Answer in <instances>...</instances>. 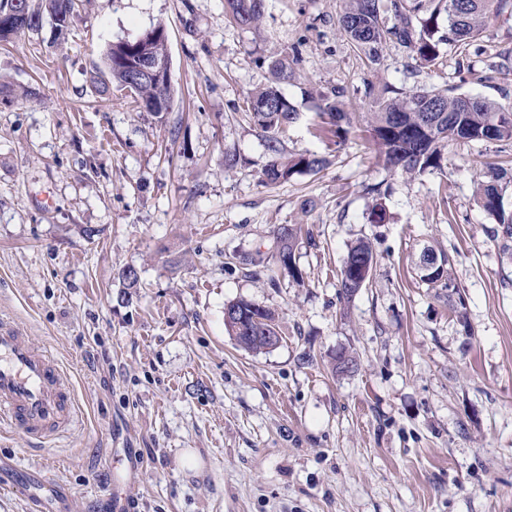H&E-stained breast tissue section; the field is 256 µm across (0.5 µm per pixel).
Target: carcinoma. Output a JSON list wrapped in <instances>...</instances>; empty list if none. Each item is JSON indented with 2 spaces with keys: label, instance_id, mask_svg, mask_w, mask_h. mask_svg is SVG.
<instances>
[{
  "label": "carcinoma",
  "instance_id": "cac0c4a2",
  "mask_svg": "<svg viewBox=\"0 0 512 512\" xmlns=\"http://www.w3.org/2000/svg\"><path fill=\"white\" fill-rule=\"evenodd\" d=\"M264 0H225L230 17L236 25L252 28L260 20ZM345 7L339 19V33L370 66L382 62L381 51L388 43L405 48L416 64L422 68L435 66L441 55V46L474 42L480 38L491 21L504 12H512V0H344ZM30 14L50 13L57 17V26L69 27L79 4L76 0H41V5L28 3ZM13 0H0V41L24 31H35L34 22L17 23L13 14ZM139 56L138 40H123L110 45L105 53L104 76L118 87H124L129 61ZM272 79L263 87L251 91L245 100L247 116L265 139L270 159L262 169V182L278 186L296 173H317L326 165V159L314 154L286 152L284 140L299 113L282 94L279 85L288 81L292 69L288 57L273 59L269 63ZM348 90L333 86L321 95L318 116L335 127V132H348L365 122L366 132L374 147L376 158L386 169L409 179L441 167L444 152L449 146L482 140L485 131L495 121V141H512V109L485 98L455 94L448 91L420 90L412 93L386 87L374 98L371 112H347L344 99ZM133 94L146 112L160 114L168 110L161 105L150 84H142ZM504 169L490 167L483 180L477 183L475 201L493 216L502 239V248H512V210L504 204ZM276 252L272 259L281 273L292 282H303L302 271L295 263V250L301 241H311L309 232L301 224L279 227L275 233ZM375 254L370 241L360 239L350 246L340 269L339 298L348 303L369 282ZM447 255L431 249L421 252L416 262L419 278L427 284L457 293L451 278ZM226 308L242 319L241 328L234 323L225 326L236 343L253 353H265L281 342L276 315L273 311L251 299L231 301ZM356 357L340 353L332 358V371L336 374L352 373Z\"/></svg>",
  "mask_w": 512,
  "mask_h": 512
}]
</instances>
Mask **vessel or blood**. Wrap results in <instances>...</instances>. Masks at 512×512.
<instances>
[{
    "label": "vessel or blood",
    "instance_id": "obj_1",
    "mask_svg": "<svg viewBox=\"0 0 512 512\" xmlns=\"http://www.w3.org/2000/svg\"><path fill=\"white\" fill-rule=\"evenodd\" d=\"M76 421L72 390L55 359L18 325L0 321V426L48 447Z\"/></svg>",
    "mask_w": 512,
    "mask_h": 512
}]
</instances>
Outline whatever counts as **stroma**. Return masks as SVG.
Wrapping results in <instances>:
<instances>
[{
    "instance_id": "obj_1",
    "label": "stroma",
    "mask_w": 512,
    "mask_h": 512,
    "mask_svg": "<svg viewBox=\"0 0 512 512\" xmlns=\"http://www.w3.org/2000/svg\"><path fill=\"white\" fill-rule=\"evenodd\" d=\"M343 8L264 0L243 30L224 0H86L64 35L46 23L0 42V319L58 362L79 421L47 452L1 433L0 478L60 477L51 512H512V254L474 199L512 143L451 146L408 179L364 129L339 138L317 115L339 84L349 112L386 84L512 108V15L443 47L439 67L389 44L371 68L338 31ZM160 23L173 92L159 118L99 74L112 43ZM283 54L300 114L286 149L327 164L268 187L243 103ZM283 224L312 236L301 287L250 263ZM364 237L377 262L344 305L338 275ZM427 246L450 257L461 299L420 280ZM240 298L278 313L276 349L229 336ZM340 351L355 373L332 374Z\"/></svg>"
}]
</instances>
